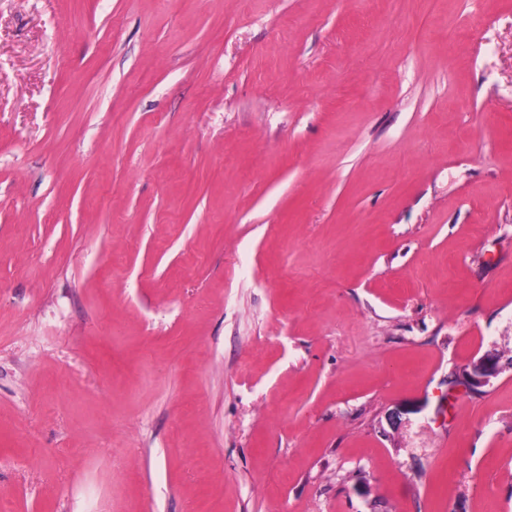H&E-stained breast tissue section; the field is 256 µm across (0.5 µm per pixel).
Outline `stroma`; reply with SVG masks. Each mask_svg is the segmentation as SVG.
I'll use <instances>...</instances> for the list:
<instances>
[{"label": "stroma", "instance_id": "stroma-1", "mask_svg": "<svg viewBox=\"0 0 512 512\" xmlns=\"http://www.w3.org/2000/svg\"><path fill=\"white\" fill-rule=\"evenodd\" d=\"M512 0H0V512H512ZM502 370L500 357L487 353L472 360L463 370L461 385L470 393L487 385Z\"/></svg>", "mask_w": 512, "mask_h": 512}]
</instances>
